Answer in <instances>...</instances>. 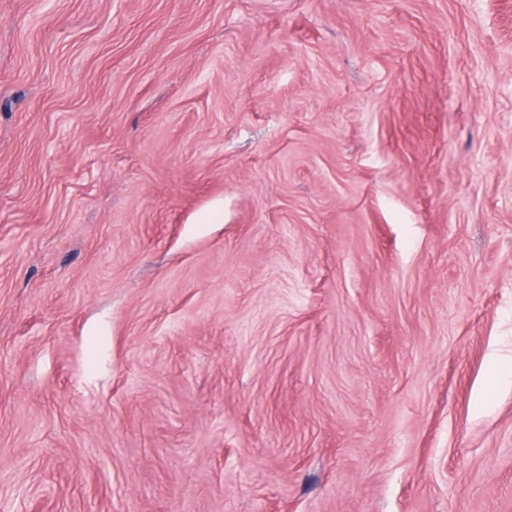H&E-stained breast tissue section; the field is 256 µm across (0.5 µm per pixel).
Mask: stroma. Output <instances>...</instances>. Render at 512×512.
Masks as SVG:
<instances>
[{"mask_svg":"<svg viewBox=\"0 0 512 512\" xmlns=\"http://www.w3.org/2000/svg\"><path fill=\"white\" fill-rule=\"evenodd\" d=\"M0 512H512V0H0Z\"/></svg>","mask_w":512,"mask_h":512,"instance_id":"1","label":"stroma"}]
</instances>
